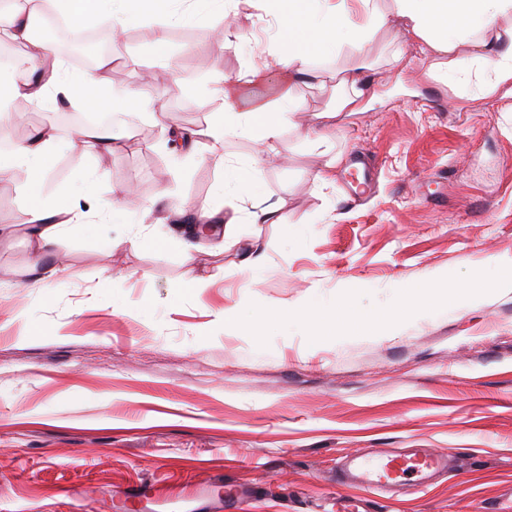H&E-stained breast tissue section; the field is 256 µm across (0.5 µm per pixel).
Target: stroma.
<instances>
[{"instance_id": "obj_1", "label": "stroma", "mask_w": 512, "mask_h": 512, "mask_svg": "<svg viewBox=\"0 0 512 512\" xmlns=\"http://www.w3.org/2000/svg\"><path fill=\"white\" fill-rule=\"evenodd\" d=\"M154 12L146 5L110 49L84 109L15 98L0 112L4 141L46 128L61 144L41 179L0 176V512H228L235 490L243 512H331L339 497L367 512H512V293L485 290L488 259L512 257V94L478 93L467 70L437 78L395 22L358 53L311 47L308 81L270 67L252 96L276 109L290 83L298 107L256 201L279 221L216 222L188 258L172 209H222L209 152L232 164L263 148L251 135L213 146L205 131L225 103L212 89L293 33L246 2L230 47L213 45L218 15L171 22L160 45ZM356 67L365 111L322 128L340 73ZM131 92L144 114L130 141L70 148L74 117L106 99L123 111ZM167 127L197 132V158L170 147ZM300 127L325 141H301ZM89 169L88 223L60 236L58 278L28 288L31 206L79 205ZM327 170L334 182H319ZM124 186L138 191L140 220L112 212ZM306 225V246L285 249L286 231ZM250 246L267 260L258 282L243 265ZM189 270L207 288L171 304ZM443 271L482 300L400 331L361 323L340 341L330 319L306 336L224 330L225 308L302 310L349 288L363 315L400 281L439 300ZM138 304L151 314L126 313ZM369 448H435L456 467L394 495L339 483L343 456Z\"/></svg>"}]
</instances>
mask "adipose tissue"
Segmentation results:
<instances>
[{
    "label": "adipose tissue",
    "instance_id": "1",
    "mask_svg": "<svg viewBox=\"0 0 512 512\" xmlns=\"http://www.w3.org/2000/svg\"><path fill=\"white\" fill-rule=\"evenodd\" d=\"M53 10L78 26L111 18L113 29H122L133 22L136 11L145 0H46ZM310 9L299 16H289L297 37L287 48H270L276 65L287 70L289 76L299 77L308 72V49L318 45L332 51L348 48L361 50L372 35L384 26L389 17H396L405 31L431 57L454 54L459 46L469 48L470 59L482 78L484 93L512 85V0H393V12H386L379 0H309ZM39 10L9 0L8 7H0V35L23 44L27 51L23 59L8 69L0 68V88L9 95L33 102L46 99L63 100L80 108L84 102L76 80L64 65L43 67L42 57L50 45L38 28ZM265 64H255L236 79L216 86V97L225 100L224 113L206 131L216 144L226 135L259 133L265 141L279 138L287 117L296 112L295 96L284 91L273 112H261L251 105L236 106L230 98L238 94L242 85L260 79ZM81 144L96 143L112 149L133 138L131 123L118 119L111 108L87 115L77 129ZM59 143L48 131H36L29 141L10 143L0 151V175L23 170L33 176H42L54 157ZM265 159L255 155L246 162L225 167L224 202L229 210L224 220L229 224H273L277 218L268 208H244V200L255 198L261 190V172ZM87 212L66 208L49 211L34 208L30 211L29 237L33 243L32 260L28 269L30 287L41 288L58 273L53 260V248L63 231L83 223ZM434 305L430 296L419 294L415 284L400 282L390 298L371 313L373 322H383L390 328H401L404 323L426 316ZM343 315V329H350L355 309L350 298L323 294L311 308L286 313L263 314L237 307L224 311V329L238 332L256 323H264L284 336L308 332L319 318Z\"/></svg>",
    "mask_w": 512,
    "mask_h": 512
}]
</instances>
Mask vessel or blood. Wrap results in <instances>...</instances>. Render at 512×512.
Instances as JSON below:
<instances>
[{"mask_svg":"<svg viewBox=\"0 0 512 512\" xmlns=\"http://www.w3.org/2000/svg\"><path fill=\"white\" fill-rule=\"evenodd\" d=\"M450 468L448 456L427 448H415L408 453L372 449L347 457L342 464L349 481L377 491L419 488Z\"/></svg>","mask_w":512,"mask_h":512,"instance_id":"vessel-or-blood-1","label":"vessel or blood"}]
</instances>
